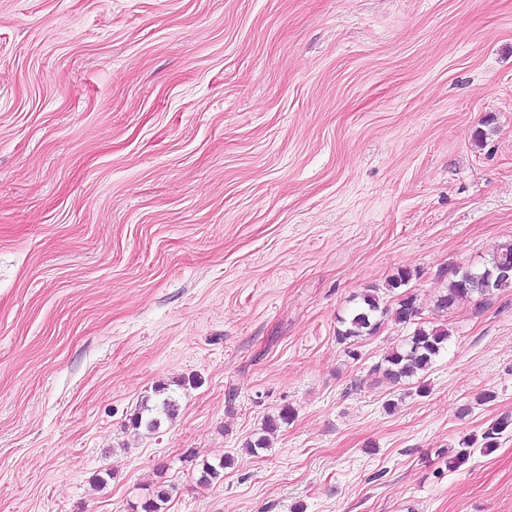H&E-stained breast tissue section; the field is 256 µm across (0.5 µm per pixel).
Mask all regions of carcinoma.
I'll return each instance as SVG.
<instances>
[{"label": "carcinoma", "instance_id": "1", "mask_svg": "<svg viewBox=\"0 0 512 512\" xmlns=\"http://www.w3.org/2000/svg\"><path fill=\"white\" fill-rule=\"evenodd\" d=\"M497 263L512 266V243L498 247L488 264L480 270L455 269L453 277L448 283L446 294L437 300L438 308L447 310L461 301L474 297L479 298L480 302L485 304L495 293L512 288V277L498 280L491 288L486 287L483 273L485 269L491 268ZM388 315L398 324L411 323L419 315L416 298L411 295L405 296L398 300L396 308L390 310L381 306L378 295L373 293L363 295L358 308L349 320L343 322L344 329L337 331L338 340L346 342L372 335L380 328L384 323V318ZM450 337L449 329L445 325L428 327L423 322L418 323L411 335L393 348L383 358L382 363L375 366L374 371L394 384L416 378L433 367L445 351ZM154 395L153 404L143 402L140 409L131 416L130 423L134 429L144 427L149 431L155 430L160 426L161 420H171L176 417L178 405L175 399L168 394L166 388L155 389ZM289 416L290 412L286 410L278 417L268 419L264 428L265 435L247 442L246 453L254 456L258 454V450L269 447L268 435L277 431L279 422L287 421ZM510 427H512V416L504 414L492 420L481 432L480 437L472 435L460 438L458 451L449 459V466L457 468L464 464L470 457L471 449L477 444L485 452L494 451L499 446L501 435ZM226 465H228L226 461L216 465L202 464L200 482L210 485L221 481ZM169 499V490L161 488L153 494V497L145 500L140 508L142 512H165Z\"/></svg>", "mask_w": 512, "mask_h": 512}]
</instances>
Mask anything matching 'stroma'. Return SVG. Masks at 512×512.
<instances>
[{"label": "stroma", "mask_w": 512, "mask_h": 512, "mask_svg": "<svg viewBox=\"0 0 512 512\" xmlns=\"http://www.w3.org/2000/svg\"><path fill=\"white\" fill-rule=\"evenodd\" d=\"M505 243L512 0H0V512H512V289L436 306ZM390 313L391 319L398 324H416L410 336L402 340L376 365L375 372L393 384L417 378L430 370L445 351L451 337L446 325L428 327L424 322H411L419 315L416 298L404 296L390 310L381 307L380 298L373 293L364 294L361 303L348 321H342L343 330H338L340 342L373 335L384 323ZM155 399L152 405H148L150 399H146L140 409L134 413L130 418L131 426L134 429L145 427L147 430H155L160 424L161 420H172L176 417L178 412V405L168 394L166 388H157L154 391ZM512 427V416L509 414L500 415L492 420L486 428L481 432L480 439L476 436L462 437L458 440V448L460 450L449 459V467L457 468L464 464L471 454V449L478 443L484 452H493L499 446L501 435Z\"/></svg>", "instance_id": "obj_1"}]
</instances>
